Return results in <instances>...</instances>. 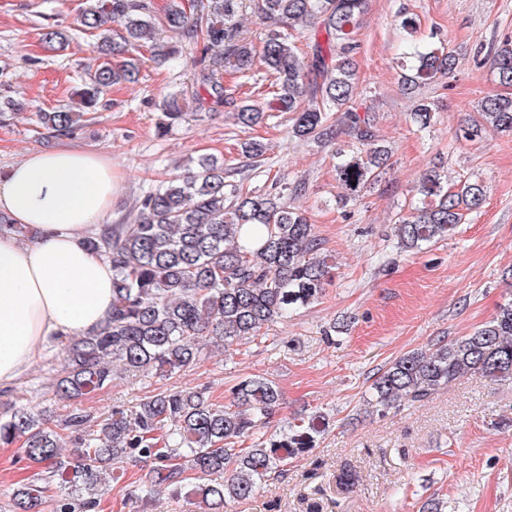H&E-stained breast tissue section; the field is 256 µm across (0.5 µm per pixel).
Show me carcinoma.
I'll use <instances>...</instances> for the list:
<instances>
[{"instance_id":"carcinoma-1","label":"carcinoma","mask_w":512,"mask_h":512,"mask_svg":"<svg viewBox=\"0 0 512 512\" xmlns=\"http://www.w3.org/2000/svg\"><path fill=\"white\" fill-rule=\"evenodd\" d=\"M369 0H260V17L275 25L257 52L229 24L243 0H169L164 25L189 44L201 45L197 82L206 95L194 101L177 95L161 106L158 127L180 124L205 107L232 108L246 131L266 112L292 114L291 134L301 143L334 144L336 177L344 203L357 204L389 165L391 150L379 139L372 113L360 111L355 36ZM81 27L97 32L98 49L121 62H102L75 90L81 111L43 112L44 126L73 132L101 94L138 80L134 52L150 48L157 64L180 55L183 45L156 39L147 0H87ZM310 28L311 51L296 45L291 31ZM437 34L406 44L400 78L410 88L431 85L453 73L456 57L435 42ZM262 66L273 78L274 95L263 106L238 105L226 94L224 70ZM498 82L512 87V37L495 49ZM479 118L460 126L456 140L475 142L490 134L512 135V95L485 98ZM421 130L431 126L433 108L421 101L411 113ZM184 172L146 193L131 224H106L87 239L88 250L112 264V312L93 333L61 343L65 365L54 383L63 399H78L112 383L114 371L167 376L194 364L205 341L229 347L261 335L276 319L308 307L323 292L331 255L300 209L283 202L285 188L246 189L226 179L214 157L187 160ZM485 201L483 185L460 179L448 188L437 170L424 174L411 209L394 223L397 249L416 253L450 235ZM477 374L512 382V298L496 316L451 343H434L397 357L371 384L368 405L384 413L407 399L423 401L453 381ZM282 395L264 377L240 380L229 402L218 405L206 390L165 389L126 410H114L90 425L74 413L66 421L76 448L63 452L60 434L43 414L13 405L0 415V445L21 443L28 464L70 491L56 512H93L98 485L112 465L153 460L138 480L135 502L149 503L160 490L196 501L204 512H224L231 501H247L270 474L311 450L328 422L313 411L300 423L286 422L276 434L269 424ZM211 477L193 483L188 471ZM44 487L19 485L14 512H41Z\"/></svg>"}]
</instances>
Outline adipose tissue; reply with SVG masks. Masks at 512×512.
<instances>
[{"instance_id":"ef3b65f1","label":"adipose tissue","mask_w":512,"mask_h":512,"mask_svg":"<svg viewBox=\"0 0 512 512\" xmlns=\"http://www.w3.org/2000/svg\"><path fill=\"white\" fill-rule=\"evenodd\" d=\"M120 175L105 155L51 148L0 168V212L36 228L0 232V384L16 381L43 346L98 330L112 310V267L83 245L112 212Z\"/></svg>"}]
</instances>
